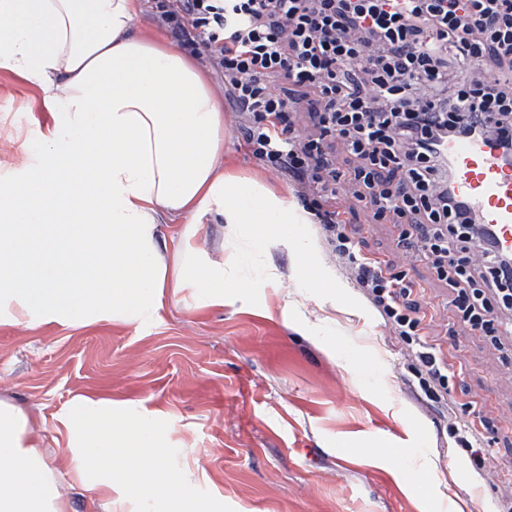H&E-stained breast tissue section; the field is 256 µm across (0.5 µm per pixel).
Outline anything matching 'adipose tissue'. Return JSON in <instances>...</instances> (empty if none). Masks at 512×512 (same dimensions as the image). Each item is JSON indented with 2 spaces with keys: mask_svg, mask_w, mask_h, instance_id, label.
<instances>
[{
  "mask_svg": "<svg viewBox=\"0 0 512 512\" xmlns=\"http://www.w3.org/2000/svg\"><path fill=\"white\" fill-rule=\"evenodd\" d=\"M136 0H0V69L44 89L50 120L35 165L0 190V327L127 323L156 312L165 289L224 304V266L203 263L206 224H247L252 245L308 217L274 190L224 169V108L204 73L171 45L135 32ZM183 219L177 240L162 225ZM54 443L59 478L30 416L0 398V512H73L62 481L92 512H131L163 494L190 501V470L165 462L152 423L120 419L111 396L83 395Z\"/></svg>",
  "mask_w": 512,
  "mask_h": 512,
  "instance_id": "obj_1",
  "label": "adipose tissue"
}]
</instances>
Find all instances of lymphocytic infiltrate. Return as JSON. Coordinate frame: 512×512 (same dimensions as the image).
Returning <instances> with one entry per match:
<instances>
[{"label": "lymphocytic infiltrate", "mask_w": 512, "mask_h": 512, "mask_svg": "<svg viewBox=\"0 0 512 512\" xmlns=\"http://www.w3.org/2000/svg\"><path fill=\"white\" fill-rule=\"evenodd\" d=\"M159 21L224 75L252 156L287 177L367 300L411 348L419 386L453 402L448 364L423 339L404 271L363 253L338 199L399 224L470 330L512 333V254L452 191L449 141L487 138L512 164V0H158ZM307 104L313 133L297 125ZM340 140L356 165L340 171Z\"/></svg>", "instance_id": "obj_1"}]
</instances>
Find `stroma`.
I'll return each instance as SVG.
<instances>
[{"mask_svg":"<svg viewBox=\"0 0 512 512\" xmlns=\"http://www.w3.org/2000/svg\"><path fill=\"white\" fill-rule=\"evenodd\" d=\"M44 99L0 69V187L35 164L20 144L36 143ZM224 169L294 196L246 150L231 111ZM340 206L364 251L414 283L426 341L457 388L451 410L426 400L414 354L320 224L293 225L247 263L249 225L205 229V251L224 264L220 307L167 293L129 323L0 327V396L51 430L76 396L111 394L125 416L161 426L169 465L191 468V497L211 512H512V352L457 324L448 286L402 254L394 225L372 223L348 196ZM484 417L477 469L448 428Z\"/></svg>","mask_w":512,"mask_h":512,"instance_id":"1","label":"stroma"}]
</instances>
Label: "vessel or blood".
<instances>
[{"label":"vessel or blood","instance_id":"1","mask_svg":"<svg viewBox=\"0 0 512 512\" xmlns=\"http://www.w3.org/2000/svg\"><path fill=\"white\" fill-rule=\"evenodd\" d=\"M454 171V191L494 233L499 250L512 252V167L487 139L473 137L444 147Z\"/></svg>","mask_w":512,"mask_h":512}]
</instances>
